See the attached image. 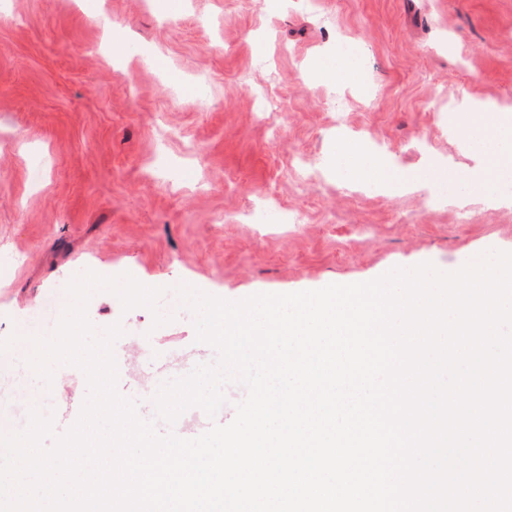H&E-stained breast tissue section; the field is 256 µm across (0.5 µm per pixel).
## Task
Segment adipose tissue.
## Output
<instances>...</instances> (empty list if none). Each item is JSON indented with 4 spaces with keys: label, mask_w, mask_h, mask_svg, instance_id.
<instances>
[{
    "label": "adipose tissue",
    "mask_w": 512,
    "mask_h": 512,
    "mask_svg": "<svg viewBox=\"0 0 512 512\" xmlns=\"http://www.w3.org/2000/svg\"><path fill=\"white\" fill-rule=\"evenodd\" d=\"M457 132L467 148L482 161L479 173L464 183L471 193H487L504 175L512 172V110L500 108L492 112L465 113ZM344 176L355 182L370 181L392 189L402 183L432 184L442 179L443 173L435 169L404 172L367 155L359 161L346 163Z\"/></svg>",
    "instance_id": "ef3b65f1"
}]
</instances>
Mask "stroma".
I'll list each match as a JSON object with an SVG mask.
<instances>
[{"label": "stroma", "mask_w": 512, "mask_h": 512, "mask_svg": "<svg viewBox=\"0 0 512 512\" xmlns=\"http://www.w3.org/2000/svg\"><path fill=\"white\" fill-rule=\"evenodd\" d=\"M340 35L358 78L336 86L311 63ZM167 71L201 75L204 99ZM463 102L512 107V0H0V371L22 358L15 326L90 271L237 301L511 249L512 197L336 174L343 145L477 173ZM192 163L210 191L178 177ZM86 315L120 326L117 390L155 427L145 391L218 359L194 311L160 322L98 290ZM89 393L71 375L50 397L44 448Z\"/></svg>", "instance_id": "obj_1"}]
</instances>
